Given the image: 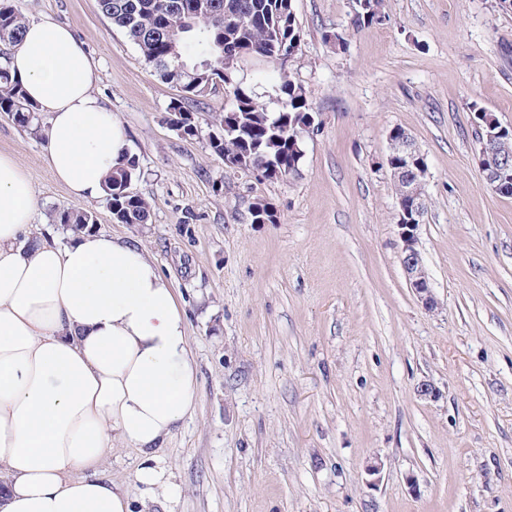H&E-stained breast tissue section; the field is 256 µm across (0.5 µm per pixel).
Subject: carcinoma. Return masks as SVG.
Wrapping results in <instances>:
<instances>
[{
	"label": "carcinoma",
	"mask_w": 512,
	"mask_h": 512,
	"mask_svg": "<svg viewBox=\"0 0 512 512\" xmlns=\"http://www.w3.org/2000/svg\"><path fill=\"white\" fill-rule=\"evenodd\" d=\"M103 15L138 47L146 65L182 96L170 101L167 116L182 115L180 129L187 136L198 132V109L192 103L224 83L230 104L217 117L209 135L210 147L242 169L259 171L267 178L292 175L301 158L300 134L309 126L312 111L305 88L290 80L276 87L281 109L272 113L250 90L224 73L234 75L237 63L224 67L229 53L280 63L299 50L302 29L292 0H99ZM385 0H354L353 24L362 27L385 18ZM25 18L0 0V112L23 128L34 126L37 109L25 98L11 76L9 50L19 43ZM139 168L134 155L107 176L104 192L119 224H146L149 203L130 192L128 184ZM253 220L273 223L276 214L264 200L252 204ZM55 222L73 233L96 224L92 212L66 208Z\"/></svg>",
	"instance_id": "cac0c4a2"
}]
</instances>
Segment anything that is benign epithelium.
<instances>
[{"mask_svg": "<svg viewBox=\"0 0 512 512\" xmlns=\"http://www.w3.org/2000/svg\"><path fill=\"white\" fill-rule=\"evenodd\" d=\"M390 145L391 155L400 157V161L390 166L397 184L396 227L401 242L400 262L413 293L423 304L431 308L435 300L419 249L416 225V221L423 217L425 189L420 177L427 174V168L423 155L412 140H392ZM481 170L484 183L492 192L512 196V155L504 153L498 164L490 168L483 166Z\"/></svg>", "mask_w": 512, "mask_h": 512, "instance_id": "1", "label": "benign epithelium"}]
</instances>
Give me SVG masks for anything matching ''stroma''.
I'll return each mask as SVG.
<instances>
[{
	"instance_id": "stroma-1",
	"label": "stroma",
	"mask_w": 512,
	"mask_h": 512,
	"mask_svg": "<svg viewBox=\"0 0 512 512\" xmlns=\"http://www.w3.org/2000/svg\"><path fill=\"white\" fill-rule=\"evenodd\" d=\"M12 4L67 26L97 65L95 92L139 160L130 189L150 204L148 223L119 224L106 197H72L44 160L47 113L34 132L0 113V152L34 179L30 236L68 245L54 218L75 208L96 232L137 239L173 282L198 368L192 415L155 451L159 484L138 483L143 456L119 444L92 476L121 483L135 512H512V198L484 184L474 113L512 127V13L386 0L382 23L356 28L352 0H292L297 54L248 56L236 72L268 111L287 77L314 112L296 175L265 178L209 145L223 89L203 98L196 136L167 124L177 89L99 0ZM395 127L428 166L418 237L432 308L400 263ZM260 199L275 223H253Z\"/></svg>"
}]
</instances>
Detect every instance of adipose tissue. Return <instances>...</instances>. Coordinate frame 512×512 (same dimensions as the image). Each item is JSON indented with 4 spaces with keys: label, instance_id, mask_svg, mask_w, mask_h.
Listing matches in <instances>:
<instances>
[{
    "label": "adipose tissue",
    "instance_id": "ef3b65f1",
    "mask_svg": "<svg viewBox=\"0 0 512 512\" xmlns=\"http://www.w3.org/2000/svg\"><path fill=\"white\" fill-rule=\"evenodd\" d=\"M9 67L49 115L56 179L97 197L127 137L94 92L92 59L68 27L41 18ZM36 207L31 174L0 153V512H133L117 482L74 472L116 443L151 457L190 415L197 379L184 312L138 240L24 242Z\"/></svg>",
    "mask_w": 512,
    "mask_h": 512
}]
</instances>
